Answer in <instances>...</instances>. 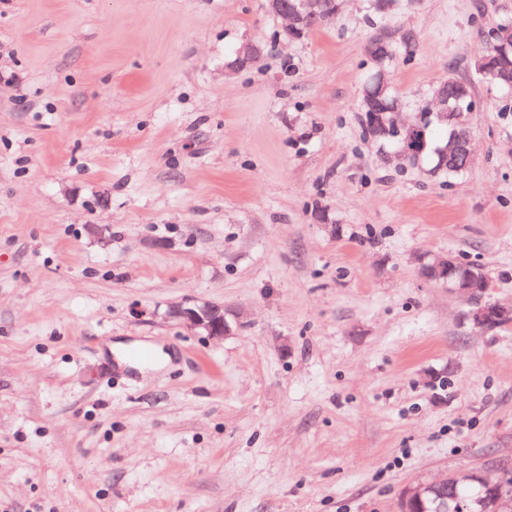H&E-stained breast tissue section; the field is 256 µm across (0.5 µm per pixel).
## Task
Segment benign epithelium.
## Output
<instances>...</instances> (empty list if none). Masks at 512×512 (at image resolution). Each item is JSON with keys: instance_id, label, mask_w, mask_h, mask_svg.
Masks as SVG:
<instances>
[{"instance_id": "7a95c632", "label": "benign epithelium", "mask_w": 512, "mask_h": 512, "mask_svg": "<svg viewBox=\"0 0 512 512\" xmlns=\"http://www.w3.org/2000/svg\"><path fill=\"white\" fill-rule=\"evenodd\" d=\"M284 0H265L266 10L287 21V27L293 28L303 23L306 16L313 13L317 6V0H301L300 9L293 12L283 8ZM376 61L384 64L393 55V37L386 31H381L373 36L371 42ZM458 96V86L452 80L441 82L434 90L432 107L426 111H435L441 120H460L461 114L451 111L449 103L452 98ZM442 162L448 165L458 163L471 168L474 163L472 136L464 139L453 137L448 140L442 153ZM457 261L453 255L446 258H437L432 261H421V275L428 281L442 283L448 289L467 297L470 309L466 313L467 320L475 328L487 330L493 323H501L505 326L512 324V305H504L495 301L481 303L477 300L476 293L484 295L490 293L494 288V278L487 272L479 276L480 288L473 287L474 273L467 272L456 278L452 274L456 271ZM169 317L180 321L188 329L199 336H206L211 339H222L234 334L233 324L227 320L224 313V306L210 302L197 301L193 304H179L170 308ZM474 480L481 481L486 486V491L494 495L497 505V512H512V469L503 467L494 479L484 475L471 472L467 475L458 476L450 474L429 485L418 484L409 486L402 492L400 499L401 512H412L411 507L423 494L434 487L446 486L448 484H462Z\"/></svg>"}]
</instances>
